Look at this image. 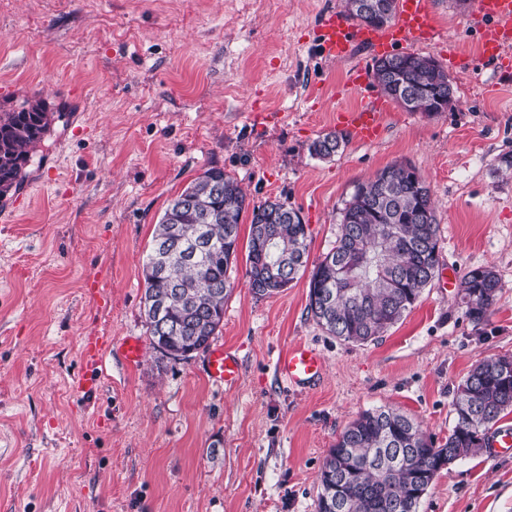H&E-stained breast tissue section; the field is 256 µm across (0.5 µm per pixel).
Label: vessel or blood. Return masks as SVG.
<instances>
[{
    "label": "vessel or blood",
    "instance_id": "obj_1",
    "mask_svg": "<svg viewBox=\"0 0 512 512\" xmlns=\"http://www.w3.org/2000/svg\"><path fill=\"white\" fill-rule=\"evenodd\" d=\"M468 22L479 34L480 55L503 69L512 68V57L507 54L512 48V0H473ZM436 37L437 29L430 16L428 0H399L395 19L383 27L350 23L332 11L324 13L318 25L315 47L320 57L328 61L347 59L360 46L385 57L401 48L429 44ZM383 112L381 98L362 96L360 102L338 109L336 118L354 141L371 143L383 132ZM111 345L112 339L108 336L84 339L82 357L91 371L79 378L77 391L86 393L96 386V370ZM324 368L323 357L302 344L290 348L276 361L280 376L292 386L314 383L322 376ZM206 372L213 383L230 386L238 380L240 368L234 357L217 346L207 353Z\"/></svg>",
    "mask_w": 512,
    "mask_h": 512
}]
</instances>
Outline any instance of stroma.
<instances>
[{"label":"stroma","mask_w":512,"mask_h":512,"mask_svg":"<svg viewBox=\"0 0 512 512\" xmlns=\"http://www.w3.org/2000/svg\"><path fill=\"white\" fill-rule=\"evenodd\" d=\"M341 0H0V111L34 98L60 115L17 187L0 199V512H315L318 476L364 410L394 406L443 440L453 392L483 358L512 355V81L477 52L469 6L429 0L440 33L423 55L446 67L450 110L389 103L374 143L330 159L309 144L354 104L348 77L374 58L326 61L313 46ZM461 55L449 61V43ZM414 167L439 224V276L376 342L340 341L307 310L308 275L256 297L247 286L250 213L239 226L235 288L213 344L241 365L234 386L205 355L145 346L142 266L169 203L224 169L250 205L279 201L309 227L308 266L332 248L358 184ZM494 266L503 290L483 323L457 303L448 272ZM104 277L101 308L84 292ZM113 348L76 391L87 336ZM297 343L325 359L316 386L278 374ZM418 512H512V453L442 471Z\"/></svg>","instance_id":"35a3bbf8"}]
</instances>
